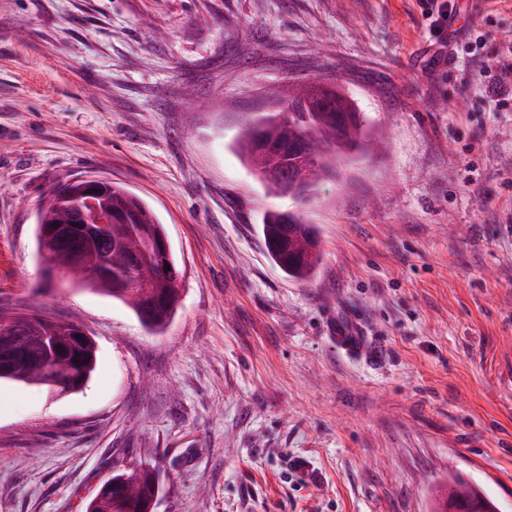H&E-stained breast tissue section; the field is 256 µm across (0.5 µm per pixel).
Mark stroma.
Masks as SVG:
<instances>
[{"instance_id": "obj_1", "label": "stroma", "mask_w": 512, "mask_h": 512, "mask_svg": "<svg viewBox=\"0 0 512 512\" xmlns=\"http://www.w3.org/2000/svg\"><path fill=\"white\" fill-rule=\"evenodd\" d=\"M452 29L493 65L512 0H456ZM439 48L425 0H0V310L80 317L97 346L78 392L0 381V512H86L133 463L159 476L153 512H429L452 474L512 512V112ZM312 80L377 142L302 205L234 141ZM87 175L164 226L163 332L43 278L38 208ZM269 209L314 224V279L269 259Z\"/></svg>"}]
</instances>
